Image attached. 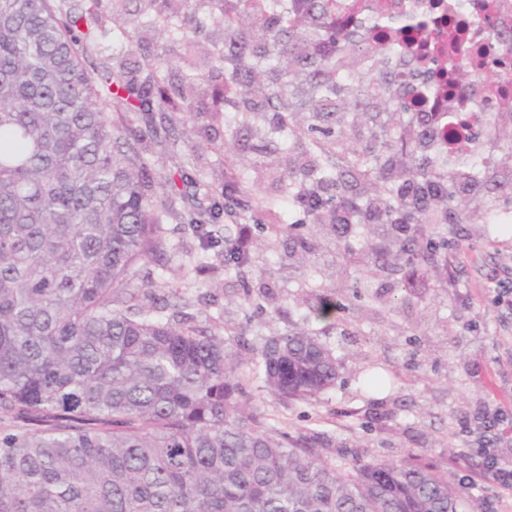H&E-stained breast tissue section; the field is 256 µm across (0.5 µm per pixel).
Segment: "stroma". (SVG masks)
Wrapping results in <instances>:
<instances>
[{
    "label": "stroma",
    "instance_id": "stroma-1",
    "mask_svg": "<svg viewBox=\"0 0 512 512\" xmlns=\"http://www.w3.org/2000/svg\"><path fill=\"white\" fill-rule=\"evenodd\" d=\"M166 47L150 32L127 43L108 17L85 66L91 73L105 60L131 66ZM336 104L345 114V143L369 144L365 115L385 112V105L367 99L355 115L349 98H337ZM172 118V128L159 133L148 157L158 169L193 158L197 181L186 193L219 214L225 194H237L244 184L252 188L248 205L254 210L262 200L283 195L289 170L306 161V137L273 131L269 112L235 141L223 113L176 112ZM458 198L469 219L459 227L456 248L437 251L432 278L415 276L399 303L390 291L401 288L405 270L358 279L365 256H343L328 229L318 230L313 249L302 253L298 238L307 234L311 218L292 199L285 215L291 231L253 221L230 224V238L248 237L252 246L253 261L241 269L225 262L223 243H206L187 225L167 220L161 260L141 267L132 285L140 290L141 304L180 312L206 333L231 335L230 348L243 359L267 336L313 330L342 362L335 387L302 402L282 400L255 384L250 394L258 412L279 418L282 427L318 436L324 457L334 458L344 447L365 460L410 455L464 489V512H512V495L477 479L484 464L479 448L512 458V431L488 424L494 413L512 416V304L494 303L486 280L493 270L512 286V230L489 223L487 215L492 203L512 208V195L485 177L479 195L463 191ZM330 289L345 307L341 321L330 329L307 322L309 306ZM202 294L207 303H198ZM371 369L388 377L390 386L366 390L362 377Z\"/></svg>",
    "mask_w": 512,
    "mask_h": 512
}]
</instances>
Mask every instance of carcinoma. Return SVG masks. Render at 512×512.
I'll use <instances>...</instances> for the list:
<instances>
[{
	"label": "carcinoma",
	"mask_w": 512,
	"mask_h": 512,
	"mask_svg": "<svg viewBox=\"0 0 512 512\" xmlns=\"http://www.w3.org/2000/svg\"><path fill=\"white\" fill-rule=\"evenodd\" d=\"M112 0V16L128 40L148 28L189 50L213 26V111L233 103L230 122L254 124L272 112L277 131L293 135L289 72L311 68L309 119L321 137L317 158L288 175V191L311 196L320 212L340 207L349 223L336 234L378 256L410 264L426 248H448L456 189L478 184L475 165L432 159L421 118L397 138L380 113L367 117L375 153L332 138L318 122L336 114V97L358 106L362 96L407 110L413 91L389 65L385 30H416L421 18L379 14L371 46L356 31L340 35L336 0ZM201 13L187 28L189 8ZM262 32L252 40L243 18ZM102 27L96 0H0V512H461L462 490L448 476L407 456L362 460L321 456L307 437L292 436L249 410L255 381L287 401L317 398L336 385L332 348L306 330L271 336L245 368L226 339L207 335L172 314L136 303L128 289L137 268L163 249L165 217L185 200V167L153 171L142 144L157 128L124 125L120 113L203 112L197 75L169 85L168 51L138 66L103 65L92 76L82 56ZM379 65L375 86L343 81L351 55ZM166 187L157 195L153 182ZM197 208L189 218L202 238L218 233ZM401 224L414 233L386 239ZM225 261L251 263L242 246ZM344 306L326 294L305 319L327 322Z\"/></svg>",
	"instance_id": "1"
}]
</instances>
